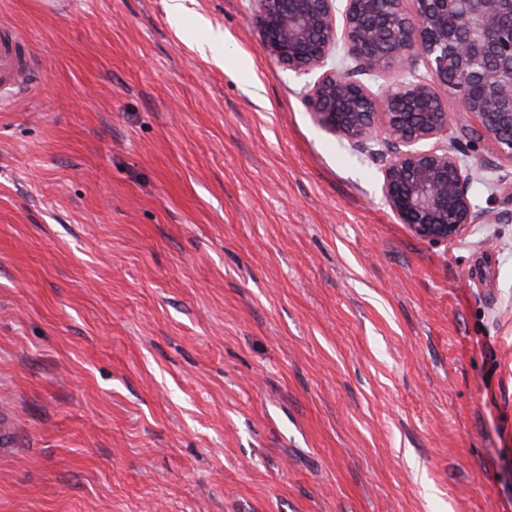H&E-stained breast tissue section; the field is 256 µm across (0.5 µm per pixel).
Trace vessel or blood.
Listing matches in <instances>:
<instances>
[{
  "mask_svg": "<svg viewBox=\"0 0 512 512\" xmlns=\"http://www.w3.org/2000/svg\"><path fill=\"white\" fill-rule=\"evenodd\" d=\"M38 75L25 37L11 25L0 24V99L27 91Z\"/></svg>",
  "mask_w": 512,
  "mask_h": 512,
  "instance_id": "obj_1",
  "label": "vessel or blood"
}]
</instances>
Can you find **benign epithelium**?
Returning a JSON list of instances; mask_svg holds the SVG:
<instances>
[{"instance_id":"benign-epithelium-1","label":"benign epithelium","mask_w":512,"mask_h":512,"mask_svg":"<svg viewBox=\"0 0 512 512\" xmlns=\"http://www.w3.org/2000/svg\"><path fill=\"white\" fill-rule=\"evenodd\" d=\"M261 43L278 65L321 71L305 106L357 151L386 136L385 203L433 242L456 239L502 214L476 208L472 167L446 148L453 117L469 141L512 162V0H255ZM351 65L325 69L338 44ZM367 78L384 82L373 91Z\"/></svg>"}]
</instances>
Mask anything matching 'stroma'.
Wrapping results in <instances>:
<instances>
[{
    "mask_svg": "<svg viewBox=\"0 0 512 512\" xmlns=\"http://www.w3.org/2000/svg\"><path fill=\"white\" fill-rule=\"evenodd\" d=\"M186 6L0 0V512H512V221L416 236L255 0ZM38 71L25 37L11 25L0 24V99L27 91Z\"/></svg>",
    "mask_w": 512,
    "mask_h": 512,
    "instance_id": "obj_1",
    "label": "stroma"
}]
</instances>
